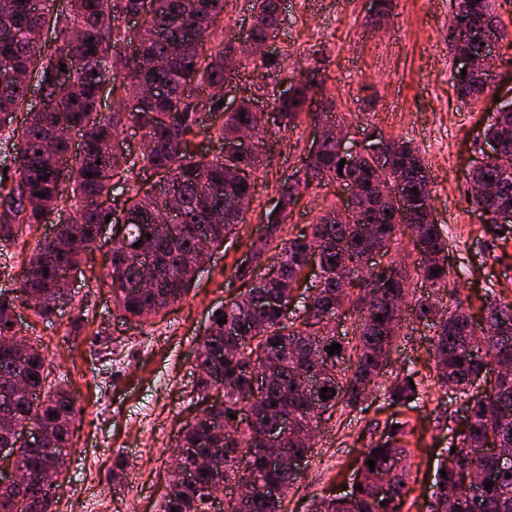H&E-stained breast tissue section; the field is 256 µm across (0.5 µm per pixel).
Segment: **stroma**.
<instances>
[{
    "label": "stroma",
    "mask_w": 512,
    "mask_h": 512,
    "mask_svg": "<svg viewBox=\"0 0 512 512\" xmlns=\"http://www.w3.org/2000/svg\"><path fill=\"white\" fill-rule=\"evenodd\" d=\"M454 3L393 0L389 15L379 20L372 0H284V21L271 50L281 62L282 79L298 77L322 59L326 93L346 117L355 149L375 139L404 140L419 148L432 180L435 221L455 270L440 296L447 305L463 302L475 315L487 292L512 301V238L492 241L468 199L466 183L482 157L494 100L512 88V0L496 2L508 30L497 49V81L471 106L459 98L448 40ZM310 142L307 123L289 133L268 134L245 224L213 252L189 295L162 321L143 328L126 321L108 288L85 279L91 269L105 273L104 250L95 247L83 258V274L73 277L72 304L52 322L28 331L51 363L54 378L69 384L83 410L52 512H157L172 453L197 409L199 338L212 312L229 298L235 264L259 236L279 184L301 166ZM342 203L338 183L312 186L288 220L290 232ZM57 222V214H49L15 241L0 242V287L12 286L25 255ZM76 317L82 327L72 335L68 326ZM432 334L426 323L407 320L385 369L389 381L405 367L418 370L424 379L420 400L394 404L380 390L363 408L322 419L306 465L288 492V512H308L313 501L342 494L362 451L393 419L409 424L412 492L404 512H427L453 422L465 405L463 396L434 381ZM118 457L125 460L124 469L114 468Z\"/></svg>",
    "instance_id": "obj_1"
}]
</instances>
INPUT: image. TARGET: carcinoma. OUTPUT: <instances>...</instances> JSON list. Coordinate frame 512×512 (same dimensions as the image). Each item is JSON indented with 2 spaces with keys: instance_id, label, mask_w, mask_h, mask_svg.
I'll list each match as a JSON object with an SVG mask.
<instances>
[{
  "instance_id": "cac0c4a2",
  "label": "carcinoma",
  "mask_w": 512,
  "mask_h": 512,
  "mask_svg": "<svg viewBox=\"0 0 512 512\" xmlns=\"http://www.w3.org/2000/svg\"><path fill=\"white\" fill-rule=\"evenodd\" d=\"M143 0H74L73 9L63 14L54 0H0V141L13 139L12 159L3 161L0 171V242L16 237L22 226L32 228L43 221L45 211L73 208L75 217L61 225V243L37 241L17 274V287L0 289V461L11 458L31 477L24 491L0 488V512H49L55 485L38 478L57 467L59 448H69L79 410L71 390L50 379L40 350L15 349L19 334L7 313L19 307L44 322L52 319L72 300L63 288L64 275L80 269L81 257L62 241L80 239L86 249L97 245V232L114 206L133 215V222L121 227L122 238L107 251L104 284L125 319L146 324L161 317L190 292L195 268L207 260L197 247V234L208 246L218 248L245 223L246 210L238 200L252 198L256 173L268 128L260 113L244 102L238 111L224 113L215 129L221 140L242 128L254 132L252 155L230 168L224 156L211 159L190 150L188 136L203 122L204 103L191 95L193 86L204 87L208 109L221 111L224 100L226 58L234 53L232 42L224 40L217 21L229 0H151L152 9L140 32L144 50L162 60V65H136L126 51L122 16L140 12ZM454 13L453 27L473 22L500 39L508 31L495 0H463ZM256 20L253 37L264 40L277 30L282 18V0H253ZM52 29L53 45L43 46L39 33ZM217 48L206 51V45ZM64 70H59L60 65ZM254 66L261 79H275L278 59L261 57ZM66 72L70 86L62 89L58 75ZM37 75L48 105L33 112L26 108L25 79ZM134 94L143 85L158 93L141 101L131 112L98 111L99 91L107 80ZM463 103L480 99L489 83L480 76H456ZM330 99L324 81L301 79L286 99H273L280 112L279 129L288 132L305 122L323 117L336 123L329 111ZM127 127L141 136L140 153L132 157L120 144ZM59 129L80 133L79 150L54 137ZM486 136L499 142V160L480 167L473 179L491 185L494 193L472 196L473 205L486 213H512V111L498 112ZM391 163L381 166L369 153H343L336 138L322 141L311 167L300 177L278 187L280 210L268 214L267 235L252 243L259 262L275 267V278L251 284L224 303L221 315L226 323L210 318L196 352L195 390L201 410L182 431L184 448L206 443L210 464L197 466L192 457L182 466L192 480L175 484L162 496L159 512H204L206 497L220 490L224 479L251 485L252 497L243 503L236 497L224 502V512H285V499L297 474L285 465L270 464L267 451L253 442L250 415L263 427L277 431L280 418L295 419L293 436L283 451L295 455L311 452L305 431L316 428L320 419L316 405L309 402L296 380L295 370L304 364L315 368L320 387L328 388L320 400L326 410H355L377 389L386 365L385 356L396 342L401 312L392 303L399 286L385 289L363 308L360 297L345 292L342 280L347 268L362 263L373 250L382 252L386 263L397 265L400 282L407 283L408 271L390 256L399 246L404 231L412 235L413 250L419 256L416 274L431 288L448 285V243L433 218L431 181L419 149L410 142L391 140ZM101 164H96V161ZM343 172H338L340 161ZM92 176H87V173ZM152 194L145 185L155 175ZM67 179L71 194L64 193ZM336 180L354 183L364 190L355 206L352 221L336 223L332 211L293 236H283L287 218L303 191L315 183ZM399 181L412 191L408 206L397 208L381 197V187ZM43 197H38V194ZM173 210L168 224L155 222V212ZM223 216L218 223L215 216ZM151 238H146V235ZM316 249L323 257L324 279L304 316L285 315L293 285L297 283L308 252ZM436 274H431V271ZM415 318L435 328L431 341L436 382L453 385L469 402L470 423L454 448H446L441 465L446 475H437L436 492L429 512H474L468 497L448 501V487L456 484L458 464L475 448L493 439L512 449V302L503 303L496 294L487 296L483 312L499 334L477 333L473 315L456 301L439 310L430 298H418ZM351 314L358 319L353 334L336 331V316ZM382 320H377V317ZM342 345L329 355V346ZM495 359L510 370L490 376L487 360ZM260 369L271 371L268 384L254 386ZM35 376L24 389H12L16 372ZM392 402L418 399V372L408 369L383 387ZM399 428L392 429V426ZM44 429L40 443H18L24 430ZM406 423L385 426L379 441L363 452L358 476L349 493L321 499L311 512H403L411 491L409 456L405 446ZM375 461L370 470L366 461ZM480 466L495 473L492 488L483 492L482 512H512V461L489 453L478 458ZM278 487L272 496L266 487Z\"/></svg>"
}]
</instances>
